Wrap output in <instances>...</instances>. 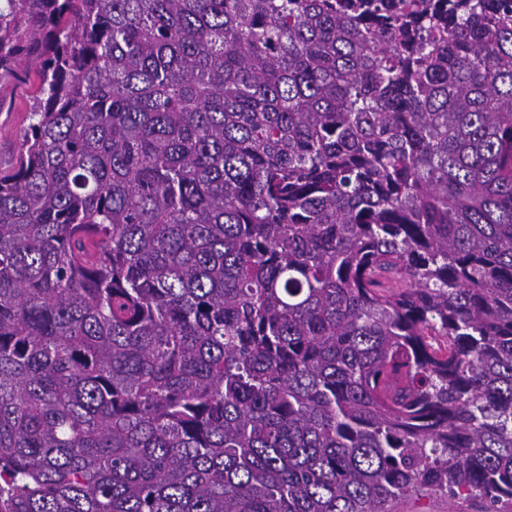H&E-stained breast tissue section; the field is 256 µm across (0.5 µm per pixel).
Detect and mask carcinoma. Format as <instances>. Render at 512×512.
<instances>
[{
    "mask_svg": "<svg viewBox=\"0 0 512 512\" xmlns=\"http://www.w3.org/2000/svg\"><path fill=\"white\" fill-rule=\"evenodd\" d=\"M0 512H512V0H0ZM3 82L0 81V166L5 167L16 155L21 132L29 123L34 87L8 78ZM387 512H476L478 504L467 500H448V495L428 492L422 495H407L387 505Z\"/></svg>",
    "mask_w": 512,
    "mask_h": 512,
    "instance_id": "carcinoma-1",
    "label": "carcinoma"
}]
</instances>
